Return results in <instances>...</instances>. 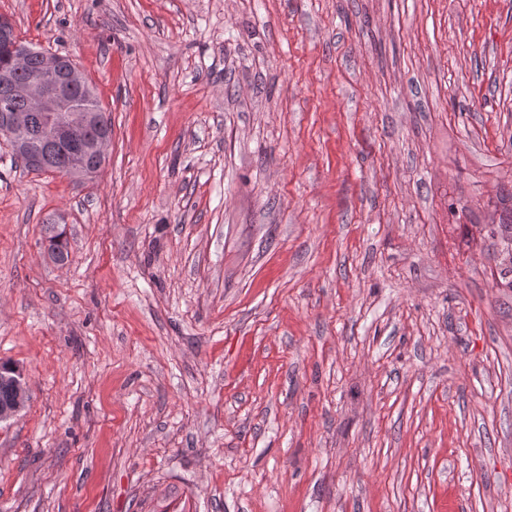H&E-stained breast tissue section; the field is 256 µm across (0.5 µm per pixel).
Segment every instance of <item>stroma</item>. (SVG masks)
Instances as JSON below:
<instances>
[{
  "mask_svg": "<svg viewBox=\"0 0 512 512\" xmlns=\"http://www.w3.org/2000/svg\"><path fill=\"white\" fill-rule=\"evenodd\" d=\"M0 15L112 123L0 139V512H512V0ZM73 146L70 142H63L55 146L45 157V162L53 171L67 175L66 169L71 162V152Z\"/></svg>",
  "mask_w": 512,
  "mask_h": 512,
  "instance_id": "obj_1",
  "label": "stroma"
}]
</instances>
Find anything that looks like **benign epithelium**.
<instances>
[{"label":"benign epithelium","mask_w":512,"mask_h":512,"mask_svg":"<svg viewBox=\"0 0 512 512\" xmlns=\"http://www.w3.org/2000/svg\"><path fill=\"white\" fill-rule=\"evenodd\" d=\"M0 41L6 43L14 63L34 50L15 37L14 26L0 17ZM41 66L28 80L16 82L13 72L0 71V135L8 138L17 154L32 166H41L40 153L58 142L74 140L85 129L99 130L96 139L78 143L71 173L78 182L97 177L105 158L109 140L101 108L81 71L63 55L40 53ZM24 98L31 102L28 112L13 109L9 101ZM92 152L98 166L89 169L83 155Z\"/></svg>","instance_id":"7a95c632"}]
</instances>
